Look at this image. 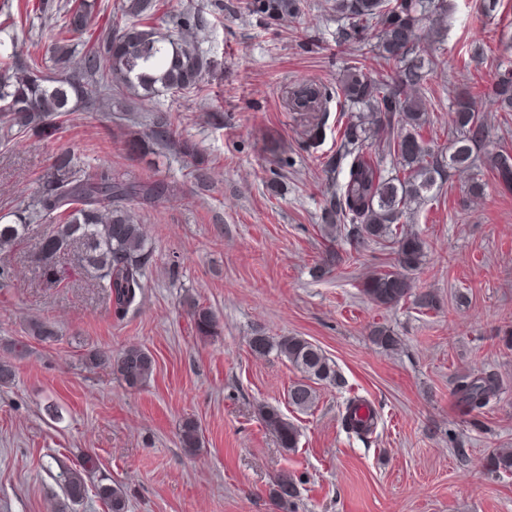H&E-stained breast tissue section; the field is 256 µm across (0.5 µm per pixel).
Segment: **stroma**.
<instances>
[{"instance_id": "obj_1", "label": "stroma", "mask_w": 512, "mask_h": 512, "mask_svg": "<svg viewBox=\"0 0 512 512\" xmlns=\"http://www.w3.org/2000/svg\"><path fill=\"white\" fill-rule=\"evenodd\" d=\"M0 32V50L26 58L45 52L67 0ZM240 0H156L154 22L167 28L199 8L194 39L211 66L196 89L147 101L113 99L75 112L50 139L0 129V218L13 223L36 200L55 156L71 152L87 170L108 168L131 179L154 176L172 195L136 206L150 259L137 310L116 320L90 275L61 253L63 278L41 274L39 243L49 220L35 223L0 265V359L26 342L16 376L0 386V512H59L65 500L59 463L93 456L89 492L71 512H106L98 484L126 487L129 512H512V475L483 467L494 449L512 447V191L503 190L485 155L512 150V115L498 111L492 86L512 61V0H449L440 66L420 98L431 143L447 147L448 110L474 95L490 136L474 167L449 172L431 198L411 205L405 228L426 243L412 272L413 297L379 307L363 294V276L385 268V246L340 242L349 259L325 267L322 209L335 191L320 159L336 147L343 104L336 87L347 65L369 55L363 43H337L344 22L328 0H305L300 18L269 23L239 11ZM309 81L327 98L321 143L310 144L303 120L289 112L287 91ZM196 144L197 157L149 140L155 117ZM142 138V151L128 142ZM484 185L473 202L471 179ZM432 294L436 306L415 297ZM215 316L217 336L201 337L191 302ZM56 330L33 337V323ZM389 327L401 344L371 340ZM301 336L334 362L337 380L316 384L307 411L288 403L302 375L276 353L250 348L254 334ZM155 358L150 380L128 388L110 366H86L93 350L128 344ZM483 367L503 389L470 412L458 382ZM358 396L374 406L373 435L346 430L342 412ZM58 408L49 417L47 405ZM278 408L299 431L281 448L258 416ZM195 418L203 444L187 453L179 425ZM297 496L284 508L273 495L282 473Z\"/></svg>"}]
</instances>
